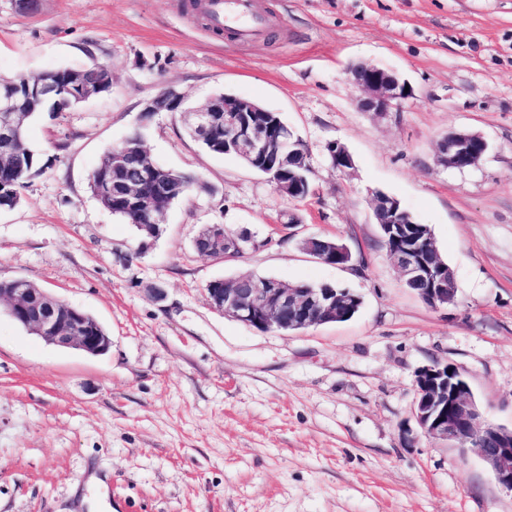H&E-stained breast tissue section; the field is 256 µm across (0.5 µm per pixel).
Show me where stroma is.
<instances>
[{"label":"stroma","mask_w":512,"mask_h":512,"mask_svg":"<svg viewBox=\"0 0 512 512\" xmlns=\"http://www.w3.org/2000/svg\"><path fill=\"white\" fill-rule=\"evenodd\" d=\"M184 3L39 0L23 13L0 0V75L112 71L111 92L29 122L44 167L0 210V279L47 289L112 341L100 356L60 348L0 306V512H86L93 472L113 512H512L475 453L428 439L413 416L415 375L438 363L512 429V0H258L274 35L257 42ZM359 62L399 72L412 97L358 111ZM164 86L190 105L226 92L279 112L311 156L308 200L208 151L180 113L140 125ZM137 129L158 164L210 187L173 204L148 242L89 189ZM461 130L487 154L462 171L438 165V142ZM330 141L353 168L331 166ZM378 192L431 228L455 304L406 288L374 219ZM289 211L300 221L282 225ZM204 224L257 245L199 254ZM311 235L336 238L353 263L310 256ZM241 275L336 284L362 306L346 322L262 332L207 300L210 281Z\"/></svg>","instance_id":"35a3bbf8"}]
</instances>
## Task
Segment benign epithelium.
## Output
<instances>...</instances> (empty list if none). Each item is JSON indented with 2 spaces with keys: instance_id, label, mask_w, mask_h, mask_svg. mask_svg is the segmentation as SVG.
I'll return each instance as SVG.
<instances>
[{
  "instance_id": "benign-epithelium-1",
  "label": "benign epithelium",
  "mask_w": 512,
  "mask_h": 512,
  "mask_svg": "<svg viewBox=\"0 0 512 512\" xmlns=\"http://www.w3.org/2000/svg\"><path fill=\"white\" fill-rule=\"evenodd\" d=\"M108 68L103 63L88 73L64 80L41 75L34 86L22 91L13 76H0V141L20 137L23 104L35 96L39 100L62 99L77 105L100 94V77ZM359 91L357 108L362 112H388L412 92L405 91L408 81L398 72L376 65L357 64L350 70ZM260 104L240 96L220 95L195 106H185L184 96L172 87H162L148 99L140 112L148 119L160 112H181L193 132L204 136L213 123L214 113H224V124L232 130V148L236 155L267 171H284L289 159L305 149L302 139L280 138L281 128L274 122L251 117L263 112ZM489 149L479 134L465 131L448 133L437 147V160L445 167L465 170L475 167ZM331 164L350 169L351 154L336 141L326 144ZM123 166L122 157H112V169L102 173L100 193L112 195V170ZM153 164L144 155L138 176L124 185L133 198L134 210L146 214L161 211L171 194L167 183L153 180ZM375 212H399L400 202L381 192L372 199ZM210 249L224 251V225L205 224ZM385 238L394 241L391 253L406 285L418 288L423 299L433 307L452 304L448 284L434 276L436 251H422L415 243L412 224L398 218L383 227ZM305 250L324 263L344 265L348 250L316 237L305 239ZM206 289L210 305L260 331L304 330L334 322L356 310L358 297L352 292L336 294V289L297 288L276 279L254 281L250 276L217 279ZM8 304V314L19 325L49 344L74 348L89 355L103 354L111 339L103 335L98 321L80 308L51 295L44 288H0V302ZM413 413L421 431L435 441H452L473 451L494 472L498 484L512 493V430L483 420L464 378L448 365L433 364L418 370L415 376Z\"/></svg>"
}]
</instances>
